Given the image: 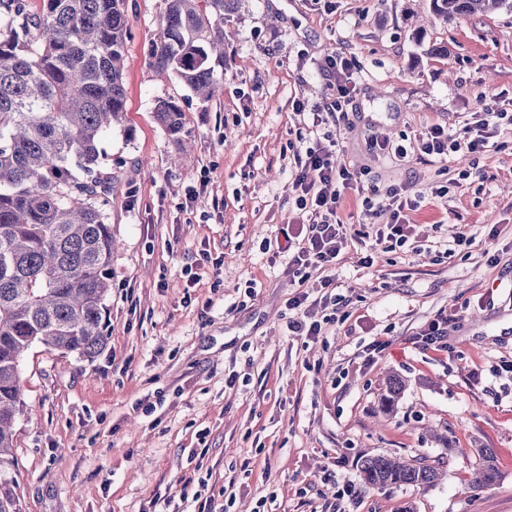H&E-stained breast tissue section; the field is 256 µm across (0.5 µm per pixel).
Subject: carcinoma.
Returning <instances> with one entry per match:
<instances>
[{"label": "carcinoma", "mask_w": 512, "mask_h": 512, "mask_svg": "<svg viewBox=\"0 0 512 512\" xmlns=\"http://www.w3.org/2000/svg\"><path fill=\"white\" fill-rule=\"evenodd\" d=\"M125 0H0V512H20L11 475L14 426L24 411L21 365L41 344L91 360L107 346L112 225L106 211L112 159L102 143L126 112ZM242 0H166L149 67L208 101L224 80V15ZM512 7L509 0H431L446 22ZM156 116L182 145L186 113L173 97ZM405 383L388 378L393 412ZM470 489L499 482L495 452L475 449ZM366 487L434 486L443 471L423 458L363 456Z\"/></svg>", "instance_id": "carcinoma-1"}]
</instances>
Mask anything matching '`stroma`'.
I'll list each match as a JSON object with an SVG mask.
<instances>
[{"label": "stroma", "mask_w": 512, "mask_h": 512, "mask_svg": "<svg viewBox=\"0 0 512 512\" xmlns=\"http://www.w3.org/2000/svg\"><path fill=\"white\" fill-rule=\"evenodd\" d=\"M127 10V116L104 144L108 344L90 362L26 354L20 512H202L227 491L232 512L270 496L282 512H512V130L477 156L376 147L512 102V9L446 23L430 0H246L224 20V82L205 103L147 65L164 0ZM336 51L356 91L346 119L316 131ZM168 96L188 119L182 147L155 118ZM327 131L339 165L419 205L408 244L377 245L369 268L351 250L330 269L345 305L312 341L286 329L301 285L275 243L302 220L297 159ZM447 314L445 345L418 342ZM391 374L405 388L386 415ZM476 448L494 449L501 472L478 494ZM377 454L445 475L425 490L362 487L356 462Z\"/></svg>", "instance_id": "stroma-1"}]
</instances>
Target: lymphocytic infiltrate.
<instances>
[{"mask_svg": "<svg viewBox=\"0 0 512 512\" xmlns=\"http://www.w3.org/2000/svg\"><path fill=\"white\" fill-rule=\"evenodd\" d=\"M326 70L336 80V97L313 112L312 125L316 128L341 112L345 101L356 89L351 79L350 64L342 53L328 56ZM504 125L512 127V113L486 105L471 113L458 134H449L441 125L426 128L417 141V148L421 153L438 159L447 157L452 151L481 153ZM298 166L293 187L298 193L297 202L309 220L300 224L297 235L286 238L285 249L290 254L288 275L304 281L311 271H323L320 282L323 293L316 299L306 291L289 298L288 308L293 315L287 328L292 335L315 338L320 336L322 324L314 320L312 308L335 313L344 305L343 298L332 293L333 280L326 275L349 244L347 228L338 216L344 194L354 191L361 195L371 216L388 215L384 228L375 232L376 241L388 238L397 244H405L410 227L402 218L406 203L397 188L380 190L377 185L364 180L361 173L338 166L331 149L307 150L304 158L299 159Z\"/></svg>", "mask_w": 512, "mask_h": 512, "instance_id": "f902f5d3", "label": "lymphocytic infiltrate"}]
</instances>
